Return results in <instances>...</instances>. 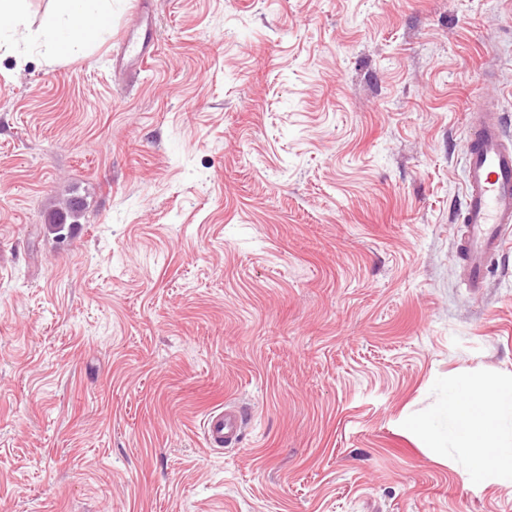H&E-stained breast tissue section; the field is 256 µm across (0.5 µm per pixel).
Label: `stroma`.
I'll list each match as a JSON object with an SVG mask.
<instances>
[{"mask_svg": "<svg viewBox=\"0 0 512 512\" xmlns=\"http://www.w3.org/2000/svg\"><path fill=\"white\" fill-rule=\"evenodd\" d=\"M139 2L0 57V512H512L409 425L512 379V254L470 291L455 234L512 0H147L122 82ZM149 13L140 14L141 27L137 31H127L119 44V51L112 55L113 73L126 76L131 71H141L149 65L155 55V45L149 33ZM244 423L241 408L235 404L226 402L224 407L212 409L202 423L206 446L219 450L238 447L242 440Z\"/></svg>", "mask_w": 512, "mask_h": 512, "instance_id": "obj_1", "label": "stroma"}]
</instances>
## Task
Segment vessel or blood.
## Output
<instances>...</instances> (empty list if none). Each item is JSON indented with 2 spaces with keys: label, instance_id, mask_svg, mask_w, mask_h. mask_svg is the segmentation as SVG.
Wrapping results in <instances>:
<instances>
[{
  "label": "vessel or blood",
  "instance_id": "obj_1",
  "mask_svg": "<svg viewBox=\"0 0 512 512\" xmlns=\"http://www.w3.org/2000/svg\"><path fill=\"white\" fill-rule=\"evenodd\" d=\"M139 30L123 34L112 70L127 75L148 66L155 55L148 13H141ZM464 233L458 247L460 267L468 288L485 286L488 268L512 243V135L505 130L504 115L496 104L481 100L472 110L466 143ZM244 416L232 403L212 409L203 419L208 448L238 447Z\"/></svg>",
  "mask_w": 512,
  "mask_h": 512
}]
</instances>
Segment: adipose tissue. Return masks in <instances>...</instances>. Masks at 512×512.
Wrapping results in <instances>:
<instances>
[{
	"mask_svg": "<svg viewBox=\"0 0 512 512\" xmlns=\"http://www.w3.org/2000/svg\"><path fill=\"white\" fill-rule=\"evenodd\" d=\"M26 0H0V52L16 54L19 40L36 43L55 59L86 53L112 19V0H56L37 28H29ZM447 432L430 422L415 429L431 444L463 449L473 481L512 480V380L474 384L458 377L448 382Z\"/></svg>",
	"mask_w": 512,
	"mask_h": 512,
	"instance_id": "obj_1",
	"label": "adipose tissue"
}]
</instances>
